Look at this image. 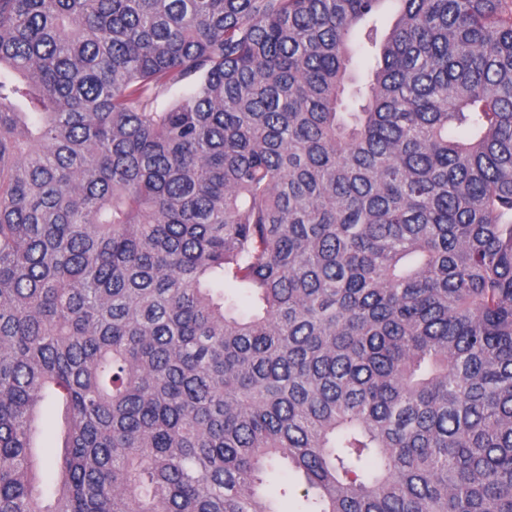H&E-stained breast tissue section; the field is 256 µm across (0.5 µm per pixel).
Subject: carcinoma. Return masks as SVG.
<instances>
[{
  "instance_id": "obj_1",
  "label": "carcinoma",
  "mask_w": 512,
  "mask_h": 512,
  "mask_svg": "<svg viewBox=\"0 0 512 512\" xmlns=\"http://www.w3.org/2000/svg\"><path fill=\"white\" fill-rule=\"evenodd\" d=\"M275 463L512 512V0H0V512H278ZM42 448H39L41 456V478L43 486H49L54 474L56 460L60 456V441L53 429L47 431L42 438Z\"/></svg>"
}]
</instances>
